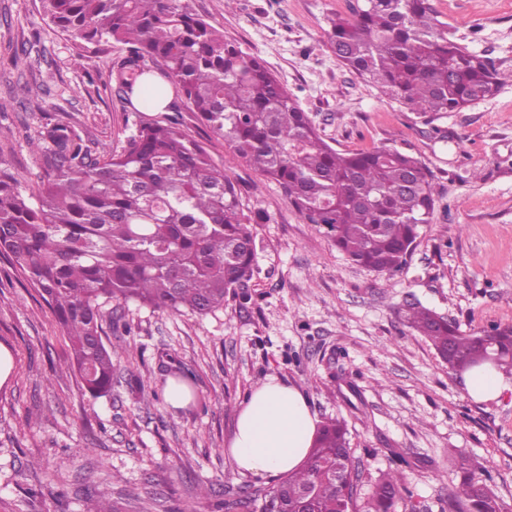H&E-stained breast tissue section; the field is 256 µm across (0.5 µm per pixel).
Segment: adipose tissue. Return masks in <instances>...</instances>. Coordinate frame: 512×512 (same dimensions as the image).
<instances>
[{
	"label": "adipose tissue",
	"mask_w": 512,
	"mask_h": 512,
	"mask_svg": "<svg viewBox=\"0 0 512 512\" xmlns=\"http://www.w3.org/2000/svg\"><path fill=\"white\" fill-rule=\"evenodd\" d=\"M465 388L471 398L491 400L512 390V378L486 364L467 373ZM317 428L304 395L272 377L242 404L228 453L241 475H285L306 460Z\"/></svg>",
	"instance_id": "obj_1"
}]
</instances>
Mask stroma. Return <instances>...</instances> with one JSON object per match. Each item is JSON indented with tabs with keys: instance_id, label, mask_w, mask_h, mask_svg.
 <instances>
[{
	"instance_id": "35a3bbf8",
	"label": "stroma",
	"mask_w": 512,
	"mask_h": 512,
	"mask_svg": "<svg viewBox=\"0 0 512 512\" xmlns=\"http://www.w3.org/2000/svg\"><path fill=\"white\" fill-rule=\"evenodd\" d=\"M449 31L509 79L462 110L419 114L341 66L327 19L349 0H193L226 40L261 58L340 151L382 146L420 158L435 175V208L406 266L386 277L349 261L289 205L279 184L238 159L188 109L177 117L202 140L249 206L258 273L246 306L207 316L119 309L107 330L116 362L109 396L82 392L70 343L50 308L0 262V344L13 370L0 387V512H87L88 490L115 512H177L186 500L218 512L227 492L272 486L237 473L227 454L238 412L267 377L297 387L317 419L346 422L358 495L400 470L396 512H456L448 496L465 456L489 467L512 512V392L477 401L404 318L420 304L462 332L512 325V0H433ZM20 56L24 63L12 67ZM115 45L80 50L39 0H0V166L22 184L40 171L46 124L79 128L92 149L117 140L133 109L117 93L126 57ZM137 344L134 363L123 360ZM191 375L182 408L139 403L131 372L164 392L171 363ZM39 424H24L26 413ZM212 489L199 497L200 486Z\"/></svg>"
}]
</instances>
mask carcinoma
Listing matches in <instances>:
<instances>
[{"label":"carcinoma","mask_w":512,"mask_h":512,"mask_svg":"<svg viewBox=\"0 0 512 512\" xmlns=\"http://www.w3.org/2000/svg\"><path fill=\"white\" fill-rule=\"evenodd\" d=\"M44 15L79 46H128L124 99L158 72L156 94L190 105L234 155L282 188L288 204L323 229L352 262L389 278L407 262L435 207L434 174L390 147L340 153L256 56L224 40L191 0H40ZM328 46L342 66L412 112L461 110L496 94L503 73L448 33L433 0H356L330 19ZM129 134L95 153L67 123L46 125L44 174L33 185L0 166V258L49 305L70 342L71 365L92 397L112 390L104 318L116 303L207 315L231 297L244 306L256 266L260 212L205 143L147 102ZM407 321L456 374L490 360L512 369V325L465 334L413 304ZM355 477L347 428L324 419L303 465L224 512H392L398 471L361 500L344 493L336 467ZM486 468L465 470L451 491L464 512H503Z\"/></svg>","instance_id":"cac0c4a2"}]
</instances>
